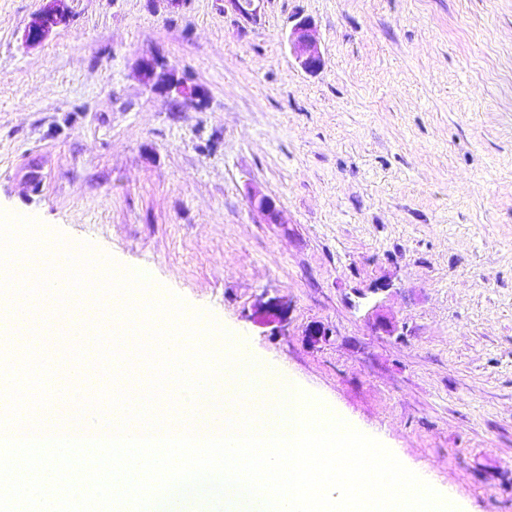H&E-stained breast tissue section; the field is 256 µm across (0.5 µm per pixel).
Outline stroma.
Masks as SVG:
<instances>
[{
    "instance_id": "stroma-1",
    "label": "stroma",
    "mask_w": 512,
    "mask_h": 512,
    "mask_svg": "<svg viewBox=\"0 0 512 512\" xmlns=\"http://www.w3.org/2000/svg\"><path fill=\"white\" fill-rule=\"evenodd\" d=\"M45 4L0 0V211L147 272L460 512H512V0H66L27 45ZM149 52L203 108L144 85ZM47 2L25 28V39L28 43H40L54 29L65 25L68 21L65 0H47ZM288 40L301 67L309 72L320 69L322 54L316 37V27L309 19H301L292 28ZM251 209L267 224L283 223L277 201L267 194L252 192L249 196Z\"/></svg>"
}]
</instances>
